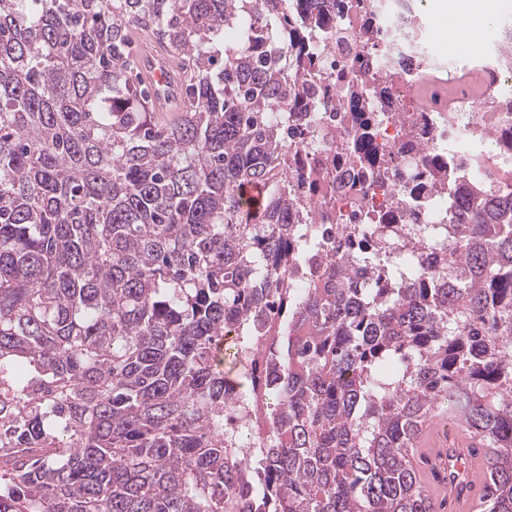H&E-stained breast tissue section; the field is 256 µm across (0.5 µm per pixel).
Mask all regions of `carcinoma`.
Wrapping results in <instances>:
<instances>
[{
    "label": "carcinoma",
    "instance_id": "carcinoma-1",
    "mask_svg": "<svg viewBox=\"0 0 512 512\" xmlns=\"http://www.w3.org/2000/svg\"><path fill=\"white\" fill-rule=\"evenodd\" d=\"M292 3L0 0V512H436L411 457L441 405L491 450L485 512H512V188L465 184L438 266L295 285L334 228L290 220L324 184L285 171L317 111L287 56L346 0L294 37ZM139 17L179 58L166 120L129 80ZM261 334L255 472L221 409Z\"/></svg>",
    "mask_w": 512,
    "mask_h": 512
}]
</instances>
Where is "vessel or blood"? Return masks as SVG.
I'll return each mask as SVG.
<instances>
[{"instance_id":"1","label":"vessel or blood","mask_w":512,"mask_h":512,"mask_svg":"<svg viewBox=\"0 0 512 512\" xmlns=\"http://www.w3.org/2000/svg\"><path fill=\"white\" fill-rule=\"evenodd\" d=\"M142 73L151 86L154 106L169 110L173 95L179 92L171 59L146 51ZM416 450L430 462L424 479L435 495L447 498L454 512H475L488 461L477 438L467 427L459 422L452 424L447 434L439 435L434 441L427 434H420ZM456 472L462 475V483L453 482L452 475Z\"/></svg>"}]
</instances>
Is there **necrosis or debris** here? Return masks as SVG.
Segmentation results:
<instances>
[{
    "mask_svg": "<svg viewBox=\"0 0 512 512\" xmlns=\"http://www.w3.org/2000/svg\"><path fill=\"white\" fill-rule=\"evenodd\" d=\"M369 19L372 48L361 51V19ZM434 40L424 0H348L311 40V71L290 78L315 88L318 111L287 157L288 173H314L325 187L304 203L306 224H340L292 278L317 277L332 255L353 266L357 250L384 255L375 237L361 239V224L392 225L401 255L422 266L439 264L447 242L434 235L450 223L459 197L449 171L494 190L512 177V37L498 33L485 56L460 40L447 62L430 48ZM386 86L384 94L351 99L346 93L361 72ZM383 151L379 174L367 177L357 155Z\"/></svg>",
    "mask_w": 512,
    "mask_h": 512,
    "instance_id": "4bbe7bcc",
    "label": "necrosis or debris"
}]
</instances>
